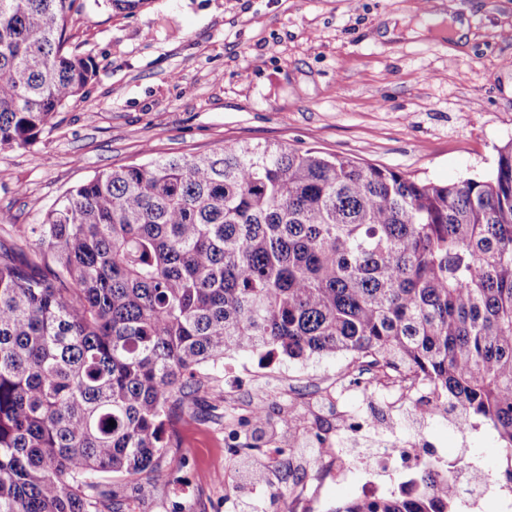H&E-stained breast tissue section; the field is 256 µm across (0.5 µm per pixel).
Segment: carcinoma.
<instances>
[{
	"mask_svg": "<svg viewBox=\"0 0 512 512\" xmlns=\"http://www.w3.org/2000/svg\"><path fill=\"white\" fill-rule=\"evenodd\" d=\"M83 7L0 0V150L96 76L67 47ZM20 240L0 249V512H120L96 475L163 479L176 409L238 350L402 369L512 451V142L452 184L281 145L152 158ZM455 470L331 512H458Z\"/></svg>",
	"mask_w": 512,
	"mask_h": 512,
	"instance_id": "1",
	"label": "carcinoma"
}]
</instances>
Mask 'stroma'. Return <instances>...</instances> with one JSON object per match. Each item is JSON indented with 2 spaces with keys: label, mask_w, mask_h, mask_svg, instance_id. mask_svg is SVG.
Segmentation results:
<instances>
[{
  "label": "stroma",
  "mask_w": 512,
  "mask_h": 512,
  "mask_svg": "<svg viewBox=\"0 0 512 512\" xmlns=\"http://www.w3.org/2000/svg\"><path fill=\"white\" fill-rule=\"evenodd\" d=\"M68 28L97 66L84 92L57 113L38 141L0 150V243L40 221L68 188L95 173L156 156L206 153L227 143L282 144L454 183L490 175L512 142V0H148L135 13L85 0ZM468 21L465 47L448 22L418 39H383L393 16L439 13ZM345 356L266 360L248 350L224 358L175 429L177 461L164 480L120 483L122 512H299L319 492L325 512L356 498L359 452L389 440L464 459L489 487L475 512H512L507 459L493 428L454 433L448 418L406 404L367 405L337 392ZM263 403L273 428L288 408L322 428L321 454L300 461L272 434L227 457L234 435ZM373 415L362 448L337 432L339 414ZM351 462L338 477L333 456ZM268 461L272 480L249 485L247 466Z\"/></svg>",
  "instance_id": "obj_1"
}]
</instances>
